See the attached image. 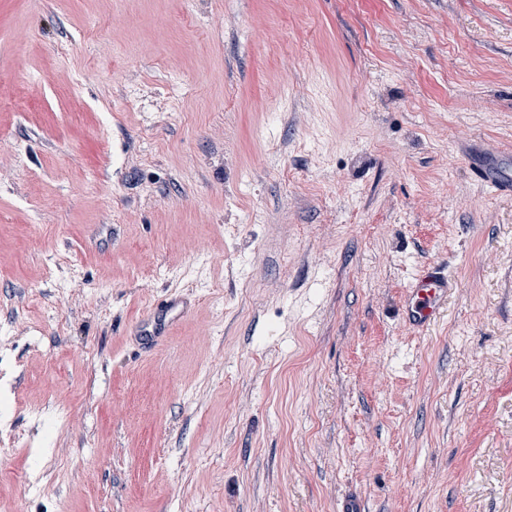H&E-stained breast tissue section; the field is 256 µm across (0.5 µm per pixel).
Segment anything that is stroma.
I'll use <instances>...</instances> for the list:
<instances>
[{
    "mask_svg": "<svg viewBox=\"0 0 512 512\" xmlns=\"http://www.w3.org/2000/svg\"><path fill=\"white\" fill-rule=\"evenodd\" d=\"M1 96L0 512H512V0H0ZM449 291L450 281L443 267L429 264L419 269L408 284L406 317L409 323L422 328L433 324ZM184 316V303L179 301H171L158 318L152 331H148L150 336H165L169 329L176 324Z\"/></svg>",
    "mask_w": 512,
    "mask_h": 512,
    "instance_id": "obj_1",
    "label": "stroma"
}]
</instances>
